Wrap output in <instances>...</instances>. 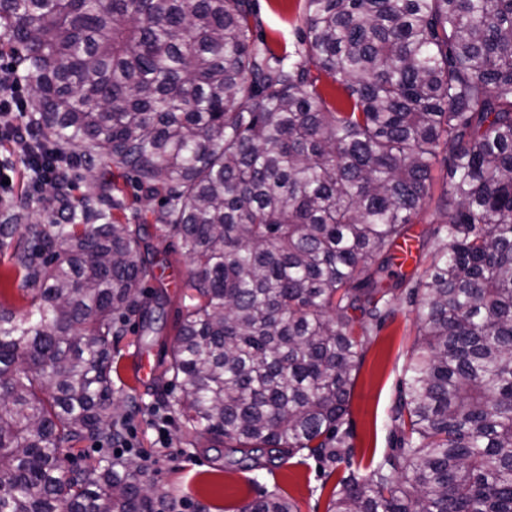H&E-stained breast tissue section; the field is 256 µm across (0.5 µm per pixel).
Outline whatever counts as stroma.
Returning <instances> with one entry per match:
<instances>
[{
	"mask_svg": "<svg viewBox=\"0 0 512 512\" xmlns=\"http://www.w3.org/2000/svg\"><path fill=\"white\" fill-rule=\"evenodd\" d=\"M303 9L304 0H257L253 28L275 56H285L297 45ZM153 244L161 279L148 281L145 290L150 293L164 285L170 297L166 327L146 338L140 337L138 329H130L114 355L112 372L115 388L129 395L120 412L127 419L123 433L133 453L141 456L155 482L167 491L174 512H240L263 492L288 498L298 512H326L329 491L323 486L324 464L312 458L282 463L265 457L241 463L228 456L223 444L186 435L174 412H167L162 423L151 412V404L169 389L163 364L174 343L177 312L190 302L184 286L187 260L171 253L168 240L157 238ZM395 305L394 319L366 345L351 390L347 424L360 459L388 453L398 435L392 413L405 387L417 328L408 299H398ZM146 357L154 365L147 377L138 372L139 359ZM162 424L168 431L163 445L157 433Z\"/></svg>",
	"mask_w": 512,
	"mask_h": 512,
	"instance_id": "1",
	"label": "stroma"
}]
</instances>
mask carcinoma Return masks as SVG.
<instances>
[{"label": "carcinoma", "instance_id": "1", "mask_svg": "<svg viewBox=\"0 0 512 512\" xmlns=\"http://www.w3.org/2000/svg\"><path fill=\"white\" fill-rule=\"evenodd\" d=\"M255 6L0 0L35 76L28 116L73 156L45 194L64 223L25 227L40 262L13 242L18 214L0 224L30 294L0 307V512H172L135 456L68 466L121 435L112 351L167 301L142 291L152 226L189 262L163 369L179 395L161 401L188 431L331 465L327 512H512V0H305L295 61L253 33ZM103 157L161 199L154 225L118 221ZM74 170L96 173L77 198ZM428 213L404 272L397 246ZM403 292L417 355L396 447L365 466L349 397ZM240 512L297 508L265 494Z\"/></svg>", "mask_w": 512, "mask_h": 512}]
</instances>
